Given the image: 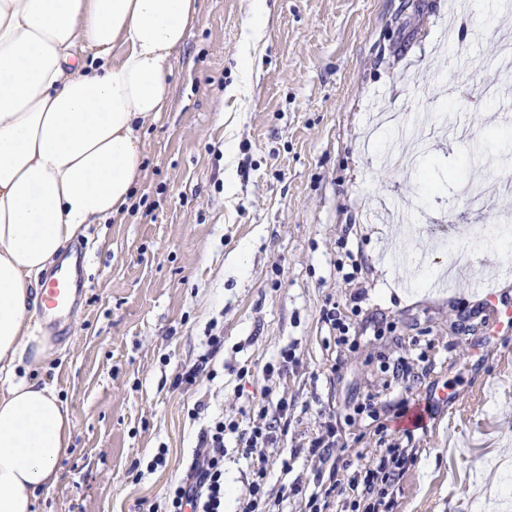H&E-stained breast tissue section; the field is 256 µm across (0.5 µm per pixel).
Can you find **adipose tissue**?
<instances>
[{
    "label": "adipose tissue",
    "instance_id": "adipose-tissue-1",
    "mask_svg": "<svg viewBox=\"0 0 512 512\" xmlns=\"http://www.w3.org/2000/svg\"><path fill=\"white\" fill-rule=\"evenodd\" d=\"M201 0H0V512H35L71 444L35 371L42 273L130 203Z\"/></svg>",
    "mask_w": 512,
    "mask_h": 512
}]
</instances>
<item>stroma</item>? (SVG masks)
<instances>
[{"label":"stroma","mask_w":512,"mask_h":512,"mask_svg":"<svg viewBox=\"0 0 512 512\" xmlns=\"http://www.w3.org/2000/svg\"><path fill=\"white\" fill-rule=\"evenodd\" d=\"M418 2L267 0L246 78L248 0H202L175 61L174 106L142 132L130 205L74 246L79 301L37 371L70 411L71 446L36 512H148L212 417L245 425L282 400L277 447L248 455L226 434L224 512H239L260 466L270 512H309L313 496L321 512H357L355 496L328 495L329 465L306 453L325 414L350 456L415 449L394 512H479L478 484L492 477L478 462L512 448V335L487 341L483 296L512 306V246H473L512 215V156L485 139L512 128V70L480 97L503 0H467L458 34L470 53L442 58L432 46L448 0ZM398 215L457 226L453 249L402 235ZM403 253L412 266L394 264ZM213 336L224 344L212 354ZM204 354L205 374L179 383ZM399 357L410 373L397 380ZM283 359V374L263 378ZM439 390L448 399L426 425L404 427L400 404Z\"/></svg>","instance_id":"35a3bbf8"}]
</instances>
